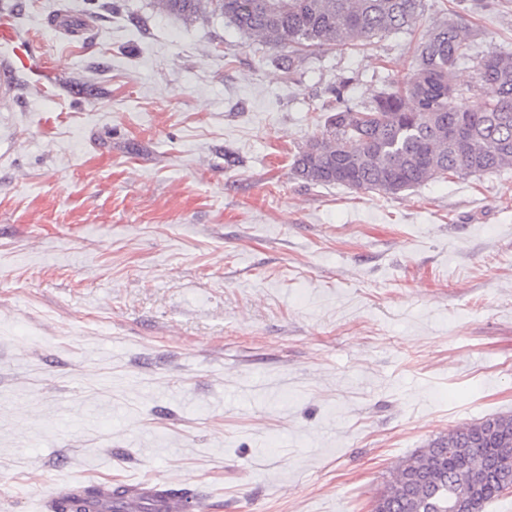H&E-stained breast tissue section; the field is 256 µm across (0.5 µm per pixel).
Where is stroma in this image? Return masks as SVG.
I'll list each match as a JSON object with an SVG mask.
<instances>
[{
	"label": "stroma",
	"mask_w": 512,
	"mask_h": 512,
	"mask_svg": "<svg viewBox=\"0 0 512 512\" xmlns=\"http://www.w3.org/2000/svg\"><path fill=\"white\" fill-rule=\"evenodd\" d=\"M119 2L16 12L56 72L0 106V512L74 480L371 512L405 457L512 414V166L396 195L292 170L331 108L406 77L410 36L290 78L288 46L220 14ZM422 2L421 27L465 26L480 110L474 59L512 53V0Z\"/></svg>",
	"instance_id": "1"
}]
</instances>
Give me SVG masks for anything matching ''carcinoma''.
Returning a JSON list of instances; mask_svg holds the SVG:
<instances>
[{
    "mask_svg": "<svg viewBox=\"0 0 512 512\" xmlns=\"http://www.w3.org/2000/svg\"><path fill=\"white\" fill-rule=\"evenodd\" d=\"M202 0H157L167 14L198 15ZM240 33L262 44H290L280 62L293 72L311 47L355 48L386 32L412 34L420 0H210ZM466 32L453 22L429 27L415 49V64L401 83L378 92L361 110L338 108L325 129L295 155L303 180L326 186L396 195L429 180L498 171L512 165V55L491 51L478 62L487 100L471 112L457 102L458 63L469 58ZM464 449L448 453V442ZM477 472L482 484L468 485ZM512 490V415L461 424L403 460L380 496L384 512H455L472 492L478 512ZM108 491L120 512L128 502L123 484L88 485L82 496L59 501L52 512H89L87 503Z\"/></svg>",
    "mask_w": 512,
    "mask_h": 512,
    "instance_id": "carcinoma-1",
    "label": "carcinoma"
}]
</instances>
